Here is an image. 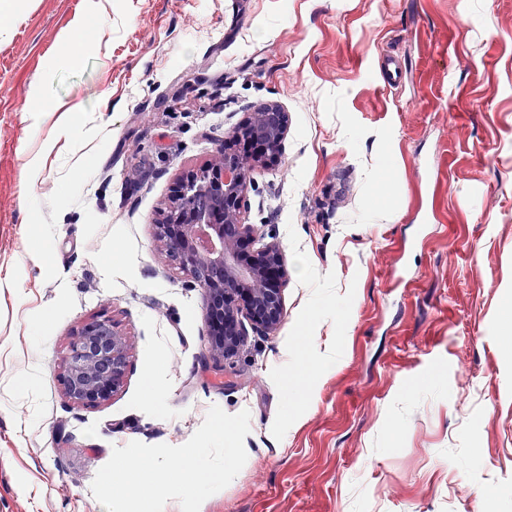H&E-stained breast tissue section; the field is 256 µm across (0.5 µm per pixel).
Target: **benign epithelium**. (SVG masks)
Here are the masks:
<instances>
[{
  "label": "benign epithelium",
  "mask_w": 512,
  "mask_h": 512,
  "mask_svg": "<svg viewBox=\"0 0 512 512\" xmlns=\"http://www.w3.org/2000/svg\"><path fill=\"white\" fill-rule=\"evenodd\" d=\"M287 132L288 113L279 104L259 106L232 133L234 140L258 143L257 151L244 156L218 149L213 164L182 183L156 225L167 257L201 288L205 314L217 308L224 317V340L210 346L217 368L236 355L247 328L274 334L284 316V258L275 243L255 247L257 229L248 222L246 200L253 173L280 155ZM128 359V345L111 320L87 323L61 357L64 395L82 406L107 400L121 387Z\"/></svg>",
  "instance_id": "benign-epithelium-1"
}]
</instances>
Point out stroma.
<instances>
[{
	"label": "stroma",
	"instance_id": "stroma-1",
	"mask_svg": "<svg viewBox=\"0 0 512 512\" xmlns=\"http://www.w3.org/2000/svg\"><path fill=\"white\" fill-rule=\"evenodd\" d=\"M78 18L94 45L79 54ZM266 101L288 135L247 215L285 258V317L217 371L203 293L155 226ZM61 112L94 164L73 192L62 159L22 177ZM107 255L125 276H105ZM96 318L129 363L109 399L77 406L60 359ZM214 405L249 411L247 461L200 512H512V0H12L0 15V512H106L91 484L114 447L183 444Z\"/></svg>",
	"mask_w": 512,
	"mask_h": 512
}]
</instances>
